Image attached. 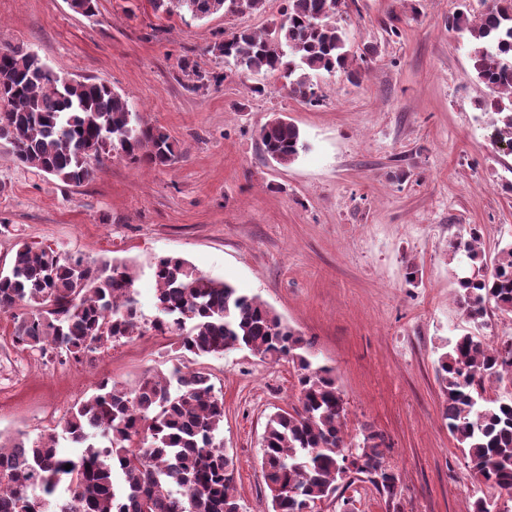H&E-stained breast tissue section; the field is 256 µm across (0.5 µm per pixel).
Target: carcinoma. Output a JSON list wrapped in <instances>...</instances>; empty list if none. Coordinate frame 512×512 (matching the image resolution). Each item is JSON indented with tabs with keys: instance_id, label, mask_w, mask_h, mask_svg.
I'll list each match as a JSON object with an SVG mask.
<instances>
[{
	"instance_id": "cac0c4a2",
	"label": "carcinoma",
	"mask_w": 512,
	"mask_h": 512,
	"mask_svg": "<svg viewBox=\"0 0 512 512\" xmlns=\"http://www.w3.org/2000/svg\"><path fill=\"white\" fill-rule=\"evenodd\" d=\"M265 2L151 0L157 12L195 19L259 12ZM344 5L285 0L278 27L224 32L208 52L241 73L279 75L290 95L314 105L311 73L361 77L336 22ZM451 25L467 36L474 76L491 90L480 109L491 118L493 138L512 147V0H492L476 23L459 12ZM0 101V142L13 160L68 186L89 181L93 163L105 158L158 167L176 159L170 136L144 123L110 85L91 79L66 85L37 54L20 48L0 50ZM260 139L264 154L280 165L304 147L299 129L281 117L266 123ZM476 241L473 231L452 244L471 267L458 281L462 308L472 320L489 303L512 313V243L488 272L476 266ZM14 248L0 271V312L13 318L14 343L43 360L80 362L151 329L177 336L179 348L196 356L245 349L298 364L299 406L267 415L264 426L267 512H312L361 474L396 499L399 477L384 465L381 436L371 431L357 447L346 444L347 407L332 370L313 366L304 339L258 298L165 256L154 267L157 316L146 325L126 262L92 264L21 241ZM506 372L512 373V340L490 346L464 333L438 358L436 378L446 395L448 431L474 479L512 499V398L483 397L484 379ZM223 426V397L202 370L149 373L131 389L103 380L64 418L77 454H62L53 433L32 443L22 433L0 438V512H242L233 459L217 442Z\"/></svg>"
}]
</instances>
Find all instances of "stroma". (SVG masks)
I'll return each instance as SVG.
<instances>
[{
    "label": "stroma",
    "instance_id": "1",
    "mask_svg": "<svg viewBox=\"0 0 512 512\" xmlns=\"http://www.w3.org/2000/svg\"><path fill=\"white\" fill-rule=\"evenodd\" d=\"M488 4L355 0L339 23L364 60L363 79L312 74L322 97L313 106L291 97L284 79L238 74L207 51L220 32L272 27L281 0L186 21L149 0H99L92 17L67 0H0V47L109 83L178 152L161 168L110 158L68 187L0 149V268L20 236L64 257L125 260L148 321L160 256L258 296L307 341L314 365L332 369L348 442L371 430L385 438L400 508L366 481L343 492L354 512H466L479 486L448 432L435 367L457 335L512 340V314L465 316L457 279L466 267L451 249L477 233L489 267L512 243V149L490 138L478 107L490 91L472 78L466 41L448 19ZM186 62L222 82L196 84ZM280 114L306 145L286 166L265 157L259 137ZM12 334L0 314V435L54 433L70 455L63 420L102 379L131 388L148 372L201 368L224 399L218 440L234 459L243 512H264L262 434L268 414L297 403L295 364L240 349L199 357L150 330L59 365L16 347Z\"/></svg>",
    "mask_w": 512,
    "mask_h": 512
}]
</instances>
